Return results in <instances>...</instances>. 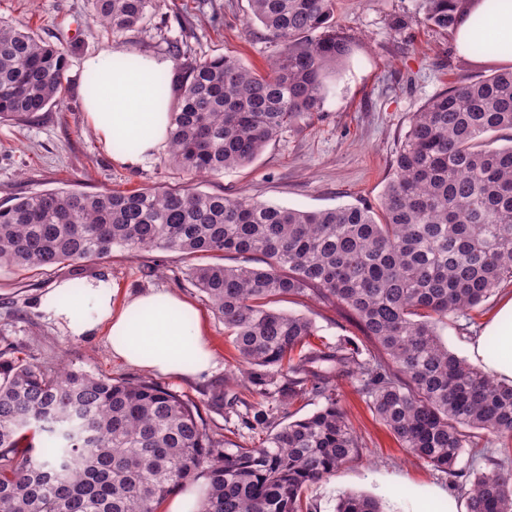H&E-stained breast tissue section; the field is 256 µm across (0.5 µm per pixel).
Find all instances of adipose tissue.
I'll return each instance as SVG.
<instances>
[{
	"instance_id": "obj_1",
	"label": "adipose tissue",
	"mask_w": 512,
	"mask_h": 512,
	"mask_svg": "<svg viewBox=\"0 0 512 512\" xmlns=\"http://www.w3.org/2000/svg\"><path fill=\"white\" fill-rule=\"evenodd\" d=\"M477 19L482 22L478 29L473 26ZM480 36L501 45L495 62L512 63V0H468V19L455 32L458 53L469 56ZM168 68L166 61L133 54L119 66L107 52L83 63L82 96L94 132L110 149L120 141L135 145L134 151L118 154L122 164H139L166 139L172 115L157 90V80ZM115 294L106 278L87 281L75 291L64 282L43 299L41 308L73 336L106 329L113 357L131 365L186 377L211 367L214 355L191 304L165 290L120 305ZM489 336L496 339L493 355L485 348ZM468 350L486 372L512 383V297L500 303L483 336L473 340Z\"/></svg>"
}]
</instances>
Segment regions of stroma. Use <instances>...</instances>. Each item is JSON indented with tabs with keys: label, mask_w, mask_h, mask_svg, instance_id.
<instances>
[{
	"label": "stroma",
	"mask_w": 512,
	"mask_h": 512,
	"mask_svg": "<svg viewBox=\"0 0 512 512\" xmlns=\"http://www.w3.org/2000/svg\"><path fill=\"white\" fill-rule=\"evenodd\" d=\"M90 0H0V21L22 25L68 52L60 105L29 122H0V205L13 198L58 189L84 192L184 186L186 177L160 148L130 167L115 161L97 138L83 110L82 63L125 42L135 54L169 58L179 42L186 58L232 54L250 68L264 70L275 52L248 0H155L136 27L114 35L95 22ZM422 0H338L337 31L351 37L353 52L328 80L321 109L309 123L282 131L251 164L215 179L196 181L204 192L247 194L304 211L347 205L379 207L390 164L414 112L435 94L462 80L485 78L500 66L458 54L454 36L422 23ZM180 253L149 249L130 256L113 247L109 256L63 264L32 273L0 268V350L14 349L38 365L83 370L116 380H145L195 404L207 430L238 443L237 415L215 407L216 390L244 395L233 383L235 351L224 324L203 301L187 275ZM111 279L118 300L164 289L199 310L214 365L196 378L163 375L113 358L104 333L74 337L42 311L41 301L62 282L80 285ZM512 284L498 288L469 318L441 325L449 350L466 356ZM279 310L315 320L323 341L358 337L353 321L312 300H285ZM341 405L367 444L361 460L347 464L308 491L315 512H335L338 498L363 492L377 498L383 512H411L415 494L429 499L433 512H465L445 472L414 460L400 448L349 381L339 383ZM404 483L395 499L391 490Z\"/></svg>",
	"instance_id": "1"
}]
</instances>
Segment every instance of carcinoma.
I'll use <instances>...</instances> for the list:
<instances>
[{
	"instance_id": "carcinoma-1",
	"label": "carcinoma",
	"mask_w": 512,
	"mask_h": 512,
	"mask_svg": "<svg viewBox=\"0 0 512 512\" xmlns=\"http://www.w3.org/2000/svg\"><path fill=\"white\" fill-rule=\"evenodd\" d=\"M153 0H92L114 34ZM422 22L454 31L467 0H423ZM276 44L266 71L237 57L179 63L169 161L191 177L251 163L280 132L310 120L325 79L350 54L335 0H249ZM321 35H316V32ZM66 52L0 22V122L62 101ZM512 69L460 82L414 114L381 207L301 211L243 194L180 189L53 190L0 206V266L26 270L104 258L119 246L189 260L190 279L232 338L254 407L244 447L207 432L198 408L161 386L59 372L0 352V512H158L204 477L199 512H312L306 491L363 455L338 384L350 381L407 453L454 478L465 512H512V467L471 471L479 432L512 441V384L448 349L438 325L512 283ZM313 299L349 315L363 336L315 345V323L272 308ZM314 413L284 423L297 400ZM465 482H458V478ZM336 512H379L367 496Z\"/></svg>"
}]
</instances>
